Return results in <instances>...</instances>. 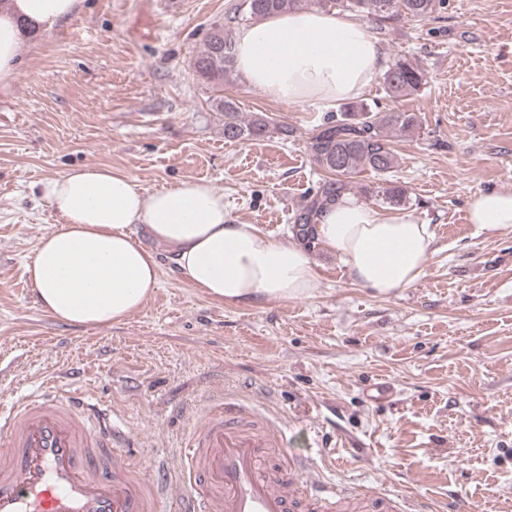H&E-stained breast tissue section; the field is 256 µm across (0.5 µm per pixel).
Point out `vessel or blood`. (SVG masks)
<instances>
[{
    "label": "vessel or blood",
    "instance_id": "b4317fda",
    "mask_svg": "<svg viewBox=\"0 0 512 512\" xmlns=\"http://www.w3.org/2000/svg\"><path fill=\"white\" fill-rule=\"evenodd\" d=\"M248 409L223 400L196 423L184 447L178 480L158 471L152 486L133 474L127 448L134 434L80 392L57 396L47 389L0 410V441L9 460L0 463V512H293L294 497L277 489L263 451L282 449V467L304 476L318 512H333L348 489L324 484L304 456L286 451L278 429L246 424Z\"/></svg>",
    "mask_w": 512,
    "mask_h": 512
}]
</instances>
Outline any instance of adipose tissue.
<instances>
[{
	"mask_svg": "<svg viewBox=\"0 0 512 512\" xmlns=\"http://www.w3.org/2000/svg\"><path fill=\"white\" fill-rule=\"evenodd\" d=\"M80 0H0V89L18 71L27 26L49 29L69 20ZM238 74L252 88L299 105L359 96L382 68L368 26L333 10H293L237 28ZM43 199L62 225L43 236L26 264L37 302L68 324L119 322L139 310L159 284L154 251L130 232L147 225L167 246L191 287L219 302L313 296L309 252L253 224L224 216V193L210 182L186 181L149 192L106 166H85L45 179ZM469 223L512 230V191L472 197ZM316 238L340 255L349 277L388 296L424 273L432 247L428 225L403 211L385 212L344 199L318 217Z\"/></svg>",
	"mask_w": 512,
	"mask_h": 512,
	"instance_id": "adipose-tissue-1",
	"label": "adipose tissue"
}]
</instances>
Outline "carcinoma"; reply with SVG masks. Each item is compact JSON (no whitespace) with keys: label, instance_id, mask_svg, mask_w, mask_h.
<instances>
[{"label":"carcinoma","instance_id":"cac0c4a2","mask_svg":"<svg viewBox=\"0 0 512 512\" xmlns=\"http://www.w3.org/2000/svg\"><path fill=\"white\" fill-rule=\"evenodd\" d=\"M304 0H242L228 24L215 23L208 32L202 50L193 59L198 76L220 92L224 84L236 80L232 52V27L256 23L274 14L295 10ZM320 8H334L351 15L372 16L380 23L395 17L424 19L435 11L436 0H312ZM386 94L399 99L418 91L425 84L424 71L396 56L382 73ZM216 108L224 113V138L230 141L258 140L271 132L264 116L249 119L240 116L235 102L220 96ZM418 127V116L400 110H381L366 103L351 104L336 119L325 123L309 138L308 148L317 165L330 174L310 196L308 203L294 215L293 237L309 247L315 243V224L319 212L338 202L351 191L349 178L359 169L383 174L394 167L391 148L394 137L407 136ZM375 199L383 204L407 202L406 190L400 186L375 188Z\"/></svg>","mask_w":512,"mask_h":512}]
</instances>
